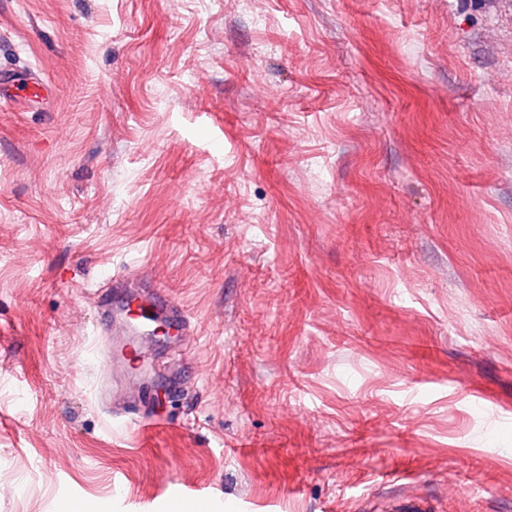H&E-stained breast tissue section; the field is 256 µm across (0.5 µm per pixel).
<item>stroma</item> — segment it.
Here are the masks:
<instances>
[{
    "label": "stroma",
    "mask_w": 512,
    "mask_h": 512,
    "mask_svg": "<svg viewBox=\"0 0 512 512\" xmlns=\"http://www.w3.org/2000/svg\"><path fill=\"white\" fill-rule=\"evenodd\" d=\"M23 75L0 512H512V0H0Z\"/></svg>",
    "instance_id": "35a3bbf8"
}]
</instances>
